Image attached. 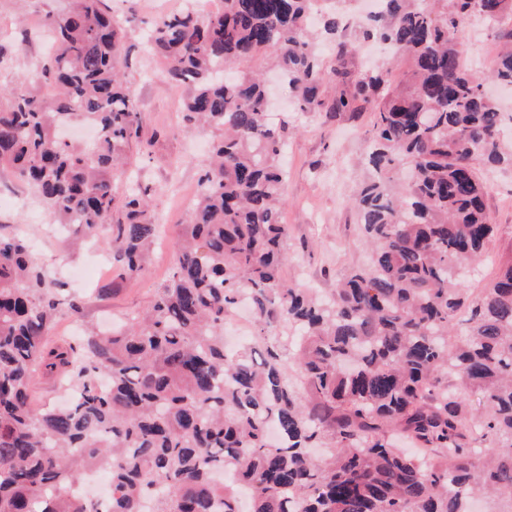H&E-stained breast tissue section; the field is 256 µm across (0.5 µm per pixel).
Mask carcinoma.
<instances>
[{
	"label": "carcinoma",
	"mask_w": 512,
	"mask_h": 512,
	"mask_svg": "<svg viewBox=\"0 0 512 512\" xmlns=\"http://www.w3.org/2000/svg\"><path fill=\"white\" fill-rule=\"evenodd\" d=\"M155 24L163 76L189 88L182 122L223 132L149 307L103 336L51 332L79 298L40 266L26 236L0 234V512H462L459 494L512 502V263L469 299L464 264L494 227L477 164L512 166L505 113L463 67L456 32L472 0H383L378 41L406 56L405 82L351 81L345 41L327 68L307 30L312 0H222ZM498 34L493 78L512 85V0H483ZM103 0L46 17L54 44L41 75L51 98L0 93V167L13 170L54 225L108 233L110 258L139 273L160 225L112 178L141 138L120 77L121 32ZM275 54L301 112L373 105L369 177L354 203L371 264L328 296L283 275L288 232L284 141L268 122L261 71ZM97 128L83 145L60 129ZM251 306L263 349L224 347V321ZM289 327L295 336L279 334ZM458 336L450 345L448 336ZM291 351L295 371L288 369ZM70 391L36 406V370ZM403 434L412 456L394 446ZM110 475L103 504L74 487Z\"/></svg>",
	"instance_id": "obj_1"
}]
</instances>
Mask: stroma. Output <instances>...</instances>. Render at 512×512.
<instances>
[{"label":"stroma","mask_w":512,"mask_h":512,"mask_svg":"<svg viewBox=\"0 0 512 512\" xmlns=\"http://www.w3.org/2000/svg\"><path fill=\"white\" fill-rule=\"evenodd\" d=\"M106 4L126 27L127 61L121 71L139 105L143 138L142 146L132 150L126 173L115 174L113 184L119 194L133 183L147 188L162 236L138 275L123 278L106 267L88 287L68 283V290L80 296L81 312L59 319L57 333L67 338L84 325L106 326L148 307L157 285L168 276L171 245L188 217L183 199L195 194L209 145L219 135L215 129L182 123L179 115L188 89L163 77L162 59L145 45L147 30L160 16L180 10L185 0H106ZM66 5V0H0V86L14 85L43 66L50 51L46 16ZM468 27L471 39L463 51L464 63L468 69L491 73V55L499 50L496 30L478 16L471 18ZM345 37L353 46L352 74L377 67L389 86L403 83L408 71L405 58L380 61L376 41L364 38L359 23H350ZM373 120L368 108L337 114L295 112L284 100L272 114L273 124H288L282 221L288 228L289 244L284 276L293 286L326 294L352 267L369 261L353 198L367 176L360 159ZM482 176L489 186L486 205L495 232L466 282L473 296L512 260V171L486 169ZM0 195L10 200L0 207V232L25 230L37 240V256L49 271L66 278L70 267L84 266L103 253L107 245L103 239L90 246L73 238L46 235L49 216L10 170L0 169Z\"/></svg>","instance_id":"1"}]
</instances>
